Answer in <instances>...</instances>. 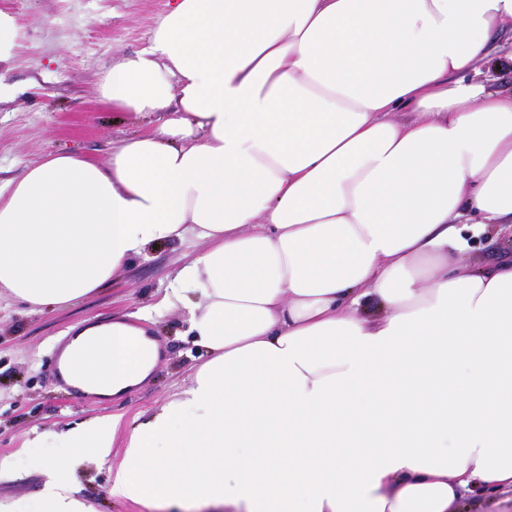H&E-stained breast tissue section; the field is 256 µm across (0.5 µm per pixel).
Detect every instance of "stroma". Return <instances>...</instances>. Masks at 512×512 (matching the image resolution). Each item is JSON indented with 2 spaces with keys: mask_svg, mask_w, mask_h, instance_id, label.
Masks as SVG:
<instances>
[{
  "mask_svg": "<svg viewBox=\"0 0 512 512\" xmlns=\"http://www.w3.org/2000/svg\"><path fill=\"white\" fill-rule=\"evenodd\" d=\"M170 0H0L18 37L0 80L11 86L0 97V185L51 150L107 161L113 144L132 123L101 102L103 69L149 45L152 29ZM466 257L475 268L512 258V231L470 238ZM201 241L161 243L86 297L67 307L30 311L0 298V456L29 446L45 432L61 434L95 418H119L107 463L87 459L69 478L78 499L93 512H149L113 498L111 469L123 458L125 435L140 414L164 406L206 357L192 344L190 312L176 305L147 327L161 356L151 377L120 400L67 394L52 371L57 341L77 321L107 322L147 309L167 288L174 271L196 257Z\"/></svg>",
  "mask_w": 512,
  "mask_h": 512,
  "instance_id": "stroma-1",
  "label": "stroma"
}]
</instances>
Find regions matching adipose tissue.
<instances>
[{
  "mask_svg": "<svg viewBox=\"0 0 512 512\" xmlns=\"http://www.w3.org/2000/svg\"><path fill=\"white\" fill-rule=\"evenodd\" d=\"M512 0H176L99 95L139 132L106 162L47 153L0 187V294L67 306L156 244L205 249L151 311L193 303L208 353L124 441L112 495L235 512H457L512 491V263L461 262L512 224V94L479 78ZM396 112L409 120H393ZM371 287L386 311L356 309ZM156 365L144 329L75 326L82 391ZM0 512H90L66 477Z\"/></svg>",
  "mask_w": 512,
  "mask_h": 512,
  "instance_id": "1",
  "label": "adipose tissue"
}]
</instances>
